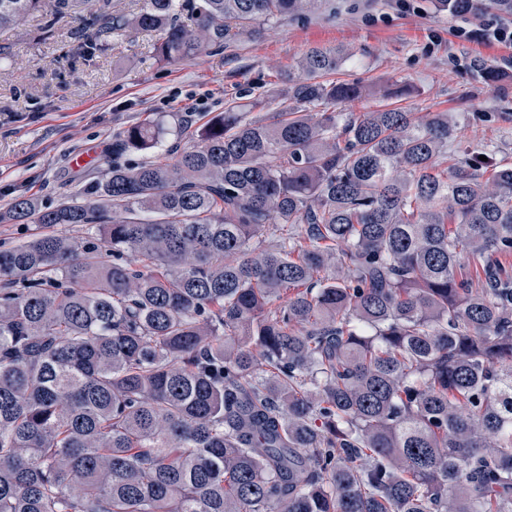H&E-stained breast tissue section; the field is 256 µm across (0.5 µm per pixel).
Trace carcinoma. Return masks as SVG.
Wrapping results in <instances>:
<instances>
[{
  "instance_id": "cac0c4a2",
  "label": "carcinoma",
  "mask_w": 512,
  "mask_h": 512,
  "mask_svg": "<svg viewBox=\"0 0 512 512\" xmlns=\"http://www.w3.org/2000/svg\"><path fill=\"white\" fill-rule=\"evenodd\" d=\"M87 2L75 53L134 28L174 61L323 0ZM465 5L512 13L437 7ZM68 8L0 0V31ZM348 57L307 49L275 111L224 104L94 203L0 211L102 226L0 251V512H512V164L446 112L336 111L409 93L327 80Z\"/></svg>"
}]
</instances>
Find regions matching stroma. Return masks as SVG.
Returning a JSON list of instances; mask_svg holds the SVG:
<instances>
[{"mask_svg":"<svg viewBox=\"0 0 512 512\" xmlns=\"http://www.w3.org/2000/svg\"><path fill=\"white\" fill-rule=\"evenodd\" d=\"M85 0H70L53 36L36 13L20 30L0 31V211L21 195L39 206L93 202L91 186L113 163L138 165L156 151L116 154L122 133L145 119L173 130L179 120L200 127L223 111L230 96L274 98L292 60L312 46L343 47L350 56L337 81H398L411 93L396 100L367 98L342 105L348 115L398 106L408 112H452L471 152L490 146L512 161V78L485 82L500 68L503 48L464 41L455 29L480 15L437 11L433 0H325L316 12L266 23L259 34L196 57L159 60L156 33L102 36V51L83 59L72 47ZM89 155L82 167L73 156Z\"/></svg>","mask_w":512,"mask_h":512,"instance_id":"obj_1","label":"stroma"}]
</instances>
